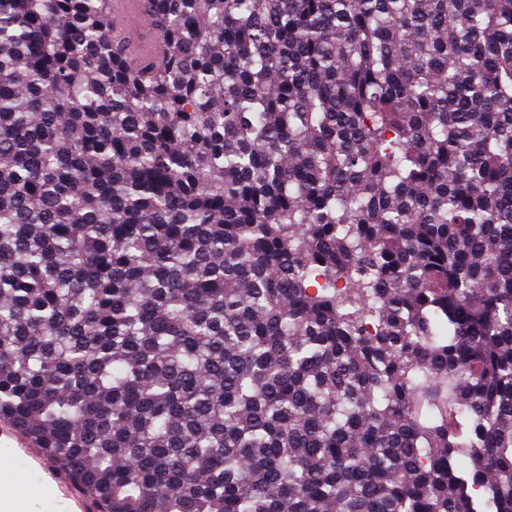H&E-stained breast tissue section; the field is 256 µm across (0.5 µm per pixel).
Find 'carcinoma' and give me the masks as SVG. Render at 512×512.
<instances>
[{
	"instance_id": "cac0c4a2",
	"label": "carcinoma",
	"mask_w": 512,
	"mask_h": 512,
	"mask_svg": "<svg viewBox=\"0 0 512 512\" xmlns=\"http://www.w3.org/2000/svg\"><path fill=\"white\" fill-rule=\"evenodd\" d=\"M0 0V416L105 512H512V0ZM137 3L135 0H111L112 31L114 33L124 36L130 20V39H137L142 16V12L136 13Z\"/></svg>"
}]
</instances>
